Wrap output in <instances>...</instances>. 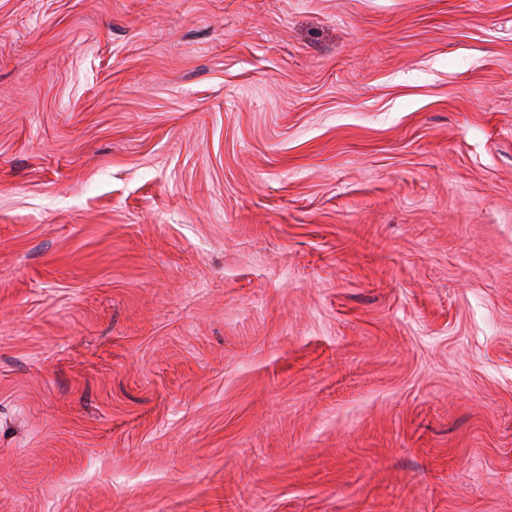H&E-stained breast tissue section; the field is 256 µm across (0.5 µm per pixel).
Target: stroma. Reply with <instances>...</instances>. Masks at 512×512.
I'll return each instance as SVG.
<instances>
[{
  "instance_id": "obj_1",
  "label": "stroma",
  "mask_w": 512,
  "mask_h": 512,
  "mask_svg": "<svg viewBox=\"0 0 512 512\" xmlns=\"http://www.w3.org/2000/svg\"><path fill=\"white\" fill-rule=\"evenodd\" d=\"M0 512H512V0H0Z\"/></svg>"
}]
</instances>
